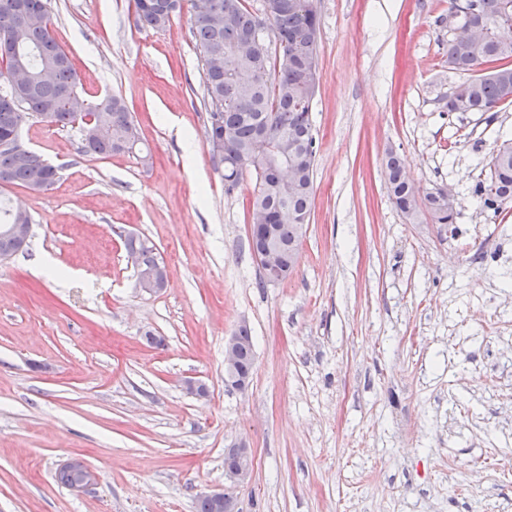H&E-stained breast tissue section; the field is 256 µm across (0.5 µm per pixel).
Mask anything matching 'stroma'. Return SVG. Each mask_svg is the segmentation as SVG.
I'll return each mask as SVG.
<instances>
[{
	"label": "stroma",
	"instance_id": "obj_1",
	"mask_svg": "<svg viewBox=\"0 0 512 512\" xmlns=\"http://www.w3.org/2000/svg\"><path fill=\"white\" fill-rule=\"evenodd\" d=\"M448 7L317 0L310 221L293 274L260 288L254 183L225 194L206 138L196 0L159 31L133 0H50L80 95L123 97L144 146L100 158L78 129L21 126L60 179L8 191L34 236L0 261V512H197L241 442L240 512H512V202L473 194L512 103L445 112L467 78ZM390 149L416 187L452 189L454 228L396 209ZM130 233L163 259L158 294ZM243 324L255 368L237 391L224 341ZM74 457L97 473L87 491L57 480ZM125 248L128 256L133 260L137 268V274H144L146 272L158 270L159 264L162 265L159 271L160 279L164 281L165 272L164 264L161 258H159L156 248L153 243L146 237L139 235H128L125 238ZM137 276L138 288L141 290L153 293L162 289L163 283L157 281L154 276L139 275Z\"/></svg>",
	"mask_w": 512,
	"mask_h": 512
}]
</instances>
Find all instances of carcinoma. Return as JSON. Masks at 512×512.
I'll list each match as a JSON object with an SVG mask.
<instances>
[{"label": "carcinoma", "instance_id": "cac0c4a2", "mask_svg": "<svg viewBox=\"0 0 512 512\" xmlns=\"http://www.w3.org/2000/svg\"><path fill=\"white\" fill-rule=\"evenodd\" d=\"M11 0H0V79L4 69L23 64L33 80L18 89L0 85V138H18L23 117H42L56 126H79L85 152L99 157L131 152L138 145V131L122 98L107 95L89 103L84 115L71 112L66 103L78 94V78L72 60L56 40L48 12V0H25L27 16L18 21ZM275 14L266 19L251 10L245 0H214L213 8L196 14L192 35L203 63V84L208 103L207 141L222 151L224 191L232 193L249 175L254 180L250 213L253 223L267 220L271 237L250 235L251 253L273 240L284 250L281 279L294 271L303 233L293 220L277 222L286 210L310 217L313 203V169L316 139L311 118L318 83L320 19L316 0H277ZM467 25L492 28L477 42L455 37L448 40V66L469 72L488 62L512 59V40L505 41L493 28H512V0H468ZM137 21L154 30L165 28L179 7L171 0H134ZM246 38L262 44V50L241 55L238 46ZM48 68L54 79L43 82L39 73ZM512 102V65L472 77L448 94L445 109L453 112H491ZM388 192L394 206L412 224H453L455 207L448 190L436 188L422 195L413 190L404 161L394 150L386 152ZM489 176L474 188L481 207L498 213L512 201V142L504 141L492 153ZM0 177L14 186L35 190L59 180L56 169L19 144L0 150ZM125 248L137 273L165 272L153 243L139 235L125 238ZM237 371L252 375L254 342L251 330L241 326Z\"/></svg>", "mask_w": 512, "mask_h": 512}]
</instances>
